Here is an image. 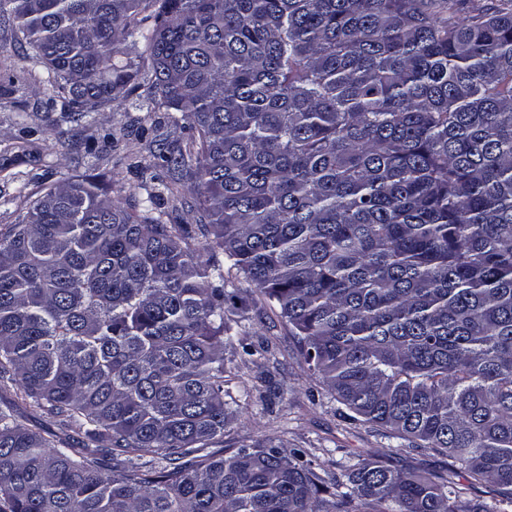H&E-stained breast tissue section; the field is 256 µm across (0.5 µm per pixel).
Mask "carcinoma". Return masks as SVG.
Listing matches in <instances>:
<instances>
[{
    "label": "carcinoma",
    "instance_id": "carcinoma-1",
    "mask_svg": "<svg viewBox=\"0 0 512 512\" xmlns=\"http://www.w3.org/2000/svg\"><path fill=\"white\" fill-rule=\"evenodd\" d=\"M0 32L23 72L45 68L63 122L134 92L166 113L151 159L130 163L135 203L74 174L0 229V390L79 437L53 443L0 408V512L512 508V11L0 0ZM134 35L136 63L120 59ZM187 183L201 244L164 219ZM233 271L343 405L448 454L494 502L366 458L324 498L301 453L224 454L239 402L225 352L271 349L228 316Z\"/></svg>",
    "mask_w": 512,
    "mask_h": 512
}]
</instances>
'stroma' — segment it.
<instances>
[{"label": "stroma", "instance_id": "obj_1", "mask_svg": "<svg viewBox=\"0 0 512 512\" xmlns=\"http://www.w3.org/2000/svg\"><path fill=\"white\" fill-rule=\"evenodd\" d=\"M17 66L12 41L0 37V228L13 221L16 209L26 206L27 194L78 172L101 177L110 196L133 201L140 193L139 180L127 169L124 157L148 153L149 139L141 134L140 111L126 102L96 114L89 124L62 122L60 98L40 83L44 69L36 68L31 79L20 77ZM92 137L97 140L92 153L79 155L70 150V143L82 144ZM235 285L253 323L248 342L270 339L272 356L255 363L237 361L232 383L247 386L250 396L241 401L226 429L225 450L256 441L300 449L327 479L342 476L346 465L362 456L399 469L447 475L469 485V499L490 500L491 485H470L448 455L385 437L381 428L354 419L319 379L299 365L296 338L277 305L243 278H236ZM0 407L12 408L29 430L44 438L73 437L14 391L0 392Z\"/></svg>", "mask_w": 512, "mask_h": 512}]
</instances>
